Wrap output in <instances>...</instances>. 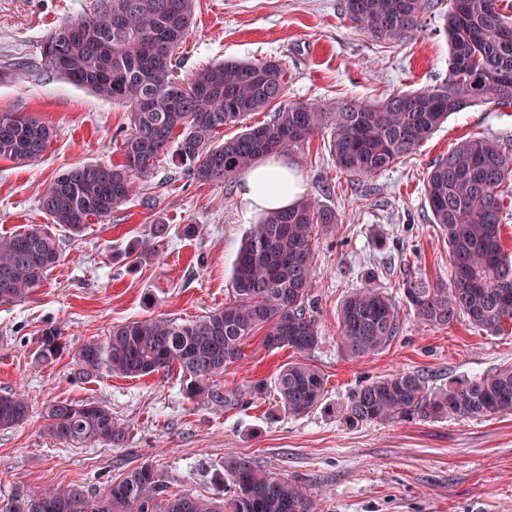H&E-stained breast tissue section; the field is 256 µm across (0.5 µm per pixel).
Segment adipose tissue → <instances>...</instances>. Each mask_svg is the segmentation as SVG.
Returning a JSON list of instances; mask_svg holds the SVG:
<instances>
[{"label":"adipose tissue","instance_id":"obj_1","mask_svg":"<svg viewBox=\"0 0 512 512\" xmlns=\"http://www.w3.org/2000/svg\"><path fill=\"white\" fill-rule=\"evenodd\" d=\"M304 193L302 175L284 156L261 159L239 180V196L245 214L253 219L266 211L293 206Z\"/></svg>","mask_w":512,"mask_h":512}]
</instances>
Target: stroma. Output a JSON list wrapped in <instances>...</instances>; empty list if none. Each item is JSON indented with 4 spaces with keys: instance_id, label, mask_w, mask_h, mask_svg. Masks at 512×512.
I'll return each mask as SVG.
<instances>
[{
    "instance_id": "obj_1",
    "label": "stroma",
    "mask_w": 512,
    "mask_h": 512,
    "mask_svg": "<svg viewBox=\"0 0 512 512\" xmlns=\"http://www.w3.org/2000/svg\"><path fill=\"white\" fill-rule=\"evenodd\" d=\"M341 2L195 0L177 72L189 78L224 59L276 57L288 70L285 102L321 107L343 98L379 100L445 80L448 39L439 12L410 37L385 41L354 27ZM92 3L0 0V112L35 115L56 130L39 160L0 159V235L38 226L55 236L62 252L29 300L0 305V392H23L31 406L24 423L0 430V497L22 485L99 487L149 459L170 492L216 498L225 457L241 456L304 487L320 512H512V412L357 426L342 415L369 379L416 372L441 388L512 364V334L492 336L465 320L448 328L420 325L401 289L409 276L450 277L444 235L425 201L431 164L474 135L512 144V106L486 102L450 115L413 155L374 177L357 180L339 171L326 130L289 151L307 194L341 218L314 242L310 306L320 342L306 361L323 373L326 392L312 412L283 411L274 378L297 356L265 348L260 331L246 340L243 359L219 377L228 398L220 405L187 402L174 370L79 384L70 379V360H38V338L49 322L77 347L134 318L190 320L223 307L250 225L238 194L194 181L166 156L134 196L81 236L40 209L45 187L71 165L122 159L127 108L40 66L46 38ZM158 223L166 225L165 237H154ZM187 224L200 225V232L184 236ZM368 271L399 307L402 329L386 350L354 359L341 346L338 310L365 285ZM58 400L108 407L130 425L127 442L79 448L48 435L41 412Z\"/></svg>"
}]
</instances>
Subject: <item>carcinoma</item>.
<instances>
[{
    "label": "carcinoma",
    "mask_w": 512,
    "mask_h": 512,
    "mask_svg": "<svg viewBox=\"0 0 512 512\" xmlns=\"http://www.w3.org/2000/svg\"><path fill=\"white\" fill-rule=\"evenodd\" d=\"M195 0H95L92 10L55 29L56 48L44 67L100 98L129 108L121 139L123 162L79 163L43 191L40 208L72 235L90 220H105L132 194L162 155L201 183L229 187L260 159L303 146L328 129L336 168L357 177L382 173L411 156L448 116L491 101L512 104V16L499 0H449L448 79L431 88L395 92L382 100L350 99L328 109L293 103L233 138L217 131L284 96L287 72L280 60H222L184 80L174 61L194 15ZM346 17L375 39H400L417 30L433 0H343ZM55 133L45 120L0 113V159L41 157ZM512 181V147L471 136L428 172L425 201L448 243L450 279L403 282L404 296L423 326L448 327L465 319L496 335L512 325V256L501 229ZM339 223L336 211L305 198L263 213L238 249L229 301L194 320L150 316L112 327L76 349L59 325L42 329L38 358L48 364L69 356L71 378L87 383L103 375L142 378L177 367L184 397L226 402L217 387L224 369L243 357L244 341L261 329L269 349L300 356L320 336L308 312L314 240ZM55 237L40 227L0 236V304L29 299L59 262ZM401 332L399 308L371 286L356 288L339 310L343 351L353 358L386 349ZM325 378L301 360L275 378L278 402L291 415L314 410ZM512 411V365L438 391L422 375L399 372L374 379L353 393L345 408L351 425L421 415L474 418ZM30 415L25 394L0 393V429ZM48 433L77 445L125 443L129 429L94 401H55L44 408ZM296 483L266 473L245 457L224 458V498L172 494L153 462L145 460L102 488L58 490L21 487L0 498V512H316Z\"/></svg>",
    "instance_id": "cac0c4a2"
}]
</instances>
